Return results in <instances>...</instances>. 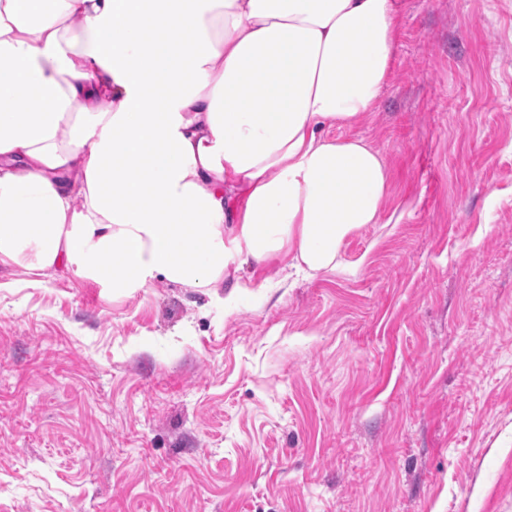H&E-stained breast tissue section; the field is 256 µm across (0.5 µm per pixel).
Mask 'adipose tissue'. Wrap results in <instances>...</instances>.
I'll return each mask as SVG.
<instances>
[{"mask_svg": "<svg viewBox=\"0 0 512 512\" xmlns=\"http://www.w3.org/2000/svg\"><path fill=\"white\" fill-rule=\"evenodd\" d=\"M0 0V266L115 297L346 271L402 0Z\"/></svg>", "mask_w": 512, "mask_h": 512, "instance_id": "adipose-tissue-1", "label": "adipose tissue"}]
</instances>
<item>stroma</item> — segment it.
Returning a JSON list of instances; mask_svg holds the SVG:
<instances>
[{
    "label": "stroma",
    "instance_id": "obj_1",
    "mask_svg": "<svg viewBox=\"0 0 512 512\" xmlns=\"http://www.w3.org/2000/svg\"><path fill=\"white\" fill-rule=\"evenodd\" d=\"M355 267L232 309L0 271V512H512V0H405Z\"/></svg>",
    "mask_w": 512,
    "mask_h": 512
}]
</instances>
